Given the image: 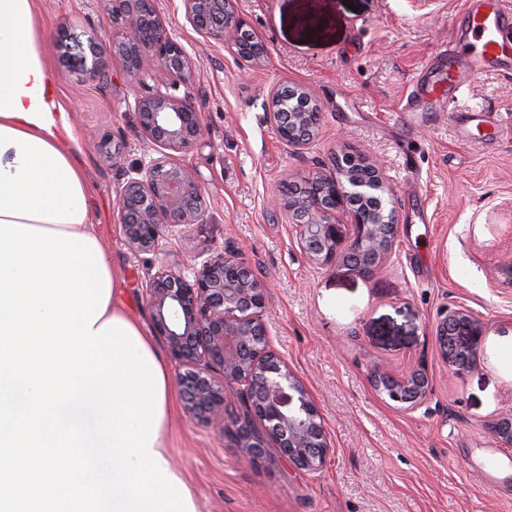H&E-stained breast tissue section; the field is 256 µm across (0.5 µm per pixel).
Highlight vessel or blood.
Here are the masks:
<instances>
[{"mask_svg": "<svg viewBox=\"0 0 512 512\" xmlns=\"http://www.w3.org/2000/svg\"><path fill=\"white\" fill-rule=\"evenodd\" d=\"M468 41L449 49V101H456L471 78L488 68L498 67L506 41L512 40V8L505 0H470L464 16Z\"/></svg>", "mask_w": 512, "mask_h": 512, "instance_id": "1", "label": "vessel or blood"}]
</instances>
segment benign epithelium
I'll return each instance as SVG.
<instances>
[{
  "label": "benign epithelium",
  "mask_w": 512,
  "mask_h": 512,
  "mask_svg": "<svg viewBox=\"0 0 512 512\" xmlns=\"http://www.w3.org/2000/svg\"><path fill=\"white\" fill-rule=\"evenodd\" d=\"M115 29L109 52L123 70L152 90L140 95L135 110L145 138L159 156L141 163L120 190L119 220L134 251H156L163 226L186 228L205 223L201 189L191 169L176 160L203 135L200 114L190 98L173 91L197 80L188 53L161 22L156 0H105ZM184 13L200 35L230 46L241 62L258 68L267 58L262 39L237 9V0H182ZM301 84L288 95L271 93L267 115L277 136L301 148L319 132L321 112ZM365 167L368 176L352 178L348 169ZM391 190L380 167L358 152L345 153L328 171H316L305 186H283L277 205L298 227L299 239L316 264L345 259L360 269L383 262L392 253L398 219L386 204ZM347 220H342V217ZM266 286L238 254L204 257L187 275L160 267L148 280L145 298L157 334L177 366V382L186 415L206 424L224 423V384L245 383L249 411L264 424V434L236 432L239 447L253 459L265 440L278 445L288 463L314 473L329 451L318 410L306 386L288 369L269 343L262 322ZM484 325L467 309L448 313L437 338L448 366L466 370L479 356ZM378 390L405 405L424 399L426 375L395 379L375 376Z\"/></svg>",
  "instance_id": "benign-epithelium-1"
}]
</instances>
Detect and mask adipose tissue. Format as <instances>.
<instances>
[{"mask_svg":"<svg viewBox=\"0 0 512 512\" xmlns=\"http://www.w3.org/2000/svg\"><path fill=\"white\" fill-rule=\"evenodd\" d=\"M35 6L0 0V220L93 239L88 187L68 147L73 127L56 99Z\"/></svg>","mask_w":512,"mask_h":512,"instance_id":"adipose-tissue-1","label":"adipose tissue"}]
</instances>
